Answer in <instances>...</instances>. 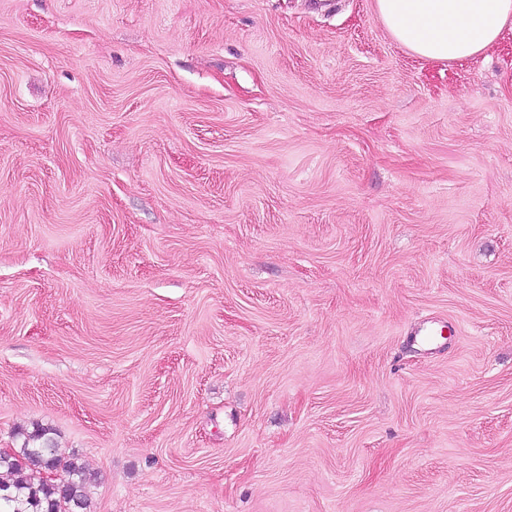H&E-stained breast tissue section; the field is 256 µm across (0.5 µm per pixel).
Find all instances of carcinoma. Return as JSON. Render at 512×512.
Masks as SVG:
<instances>
[{
    "label": "carcinoma",
    "instance_id": "cac0c4a2",
    "mask_svg": "<svg viewBox=\"0 0 512 512\" xmlns=\"http://www.w3.org/2000/svg\"><path fill=\"white\" fill-rule=\"evenodd\" d=\"M20 447L0 453V469L13 476L0 483V512H83L88 507L86 469L75 454L65 456L56 448L51 428L35 425L22 431ZM61 471L67 483L62 494L49 487L43 474Z\"/></svg>",
    "mask_w": 512,
    "mask_h": 512
}]
</instances>
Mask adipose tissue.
Wrapping results in <instances>:
<instances>
[{"label":"adipose tissue","instance_id":"ef3b65f1","mask_svg":"<svg viewBox=\"0 0 512 512\" xmlns=\"http://www.w3.org/2000/svg\"><path fill=\"white\" fill-rule=\"evenodd\" d=\"M390 36L420 58L475 57L512 27V0H375Z\"/></svg>","mask_w":512,"mask_h":512}]
</instances>
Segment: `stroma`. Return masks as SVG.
<instances>
[{
    "mask_svg": "<svg viewBox=\"0 0 512 512\" xmlns=\"http://www.w3.org/2000/svg\"><path fill=\"white\" fill-rule=\"evenodd\" d=\"M86 512H512V29L375 0H0V448ZM390 36L420 58L475 57L512 26V0H375ZM51 431L49 427L36 424L31 431L20 433L23 442L19 448L11 451L0 448V452L9 451L0 453V469H6L14 477L11 483H0V512H81L87 509L85 465L75 454L64 456L56 448ZM44 473L47 483L57 484L64 479L68 491L61 494L49 487Z\"/></svg>",
    "mask_w": 512,
    "mask_h": 512,
    "instance_id": "stroma-1",
    "label": "stroma"
}]
</instances>
